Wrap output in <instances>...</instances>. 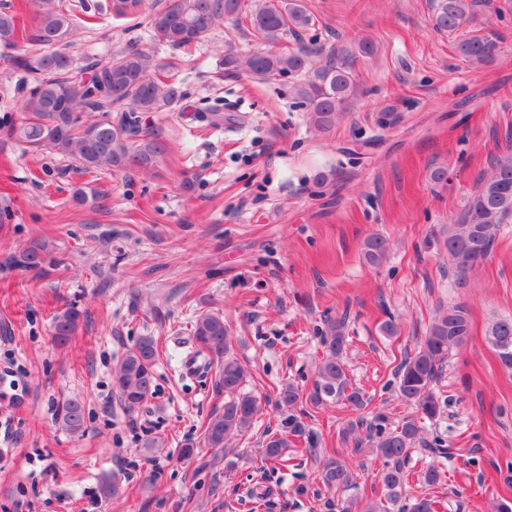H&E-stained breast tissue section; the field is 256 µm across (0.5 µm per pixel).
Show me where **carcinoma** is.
I'll return each instance as SVG.
<instances>
[{"mask_svg": "<svg viewBox=\"0 0 512 512\" xmlns=\"http://www.w3.org/2000/svg\"><path fill=\"white\" fill-rule=\"evenodd\" d=\"M49 7L36 19L35 27L18 24V16L0 11V46H16L17 39L40 46V52H19L8 56L11 70L21 74L19 86L24 93V110L28 118L20 129L9 127L33 147H45L58 155L78 161L85 173L145 170L155 167L166 153V145L157 134L141 126L148 112H172L183 100L181 81L172 74H153L150 56L132 45L105 56L91 55L81 66L66 52V39L77 29L71 4L66 0H48ZM143 0H115L118 16L140 13ZM477 0H435L434 26L439 31L455 32L472 23ZM232 22L234 28L247 21L259 37L270 44L288 34H297L312 25L305 0H170L147 15L152 37L176 49H189L199 43L220 19ZM498 32L482 28L471 30L455 42L458 57L474 66L492 64L499 52ZM375 53L372 42L364 40L357 47L311 44L284 51L263 50L241 59L233 50L224 51L219 66L236 72L241 65L260 80L277 76H293L295 104L307 112L309 123L326 133L336 121L350 111L359 97L355 62L360 56ZM103 110L114 112L113 120L90 119V114ZM512 222V158L494 162L491 172L482 176L476 192L469 197L457 220L448 226L443 246L448 253L456 279L491 253L503 225ZM389 244L380 236L368 238L363 247L367 263L377 266L388 253ZM48 257L44 242H33L17 258L25 269L42 266ZM85 314L70 307L57 315L53 337L67 343L79 328ZM330 335L324 337L327 351L322 357L313 391L304 395L298 384L288 381L276 398L279 409L287 411L280 421L281 431L271 436L262 448L265 459L275 463L288 461V438L312 439L303 419L305 411H297L307 400L318 407L327 402L344 404L363 410L366 400L353 387L342 361L345 349V322L328 323ZM195 352L215 367V391L224 396L202 425L204 447L216 450L245 435L253 426L261 404L242 391L247 370L233 354L231 326L218 313L200 315L191 327ZM470 336V317L466 308L451 306L435 315L426 336L414 352L408 353L396 370L398 398L414 409L398 425L388 423L381 412L367 418L348 421L338 431L339 440L352 442L355 450L363 448L384 461L378 481L383 494L375 499L357 500L341 508V512H437V501L431 498L403 503V489L409 474L404 464L418 445L433 454V462L421 473L422 481L435 485L441 474L439 460L448 458V444L436 435L424 438V421L441 417L450 399L435 389L436 380L448 359V350L463 345ZM500 364L512 370V318L493 322L488 332ZM157 357L155 341L140 338L122 358L114 376L120 401L132 410L141 406L154 393V365ZM85 406L77 398L65 402L62 422L72 432L82 431ZM355 466L337 456L323 464L320 479L328 489L350 491L357 488Z\"/></svg>", "mask_w": 512, "mask_h": 512, "instance_id": "1", "label": "carcinoma"}]
</instances>
